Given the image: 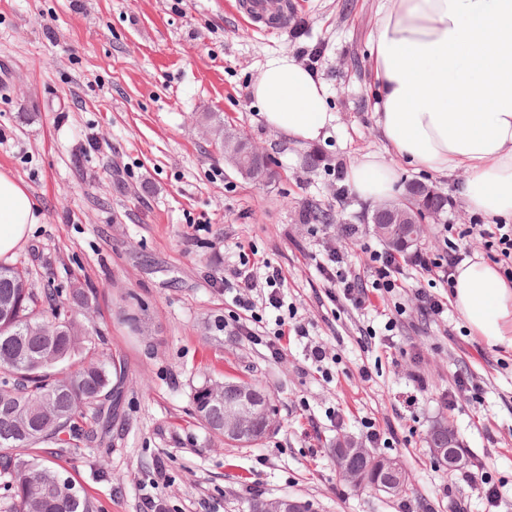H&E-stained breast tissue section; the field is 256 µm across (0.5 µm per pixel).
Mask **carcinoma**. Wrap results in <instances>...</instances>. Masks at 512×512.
<instances>
[{
  "mask_svg": "<svg viewBox=\"0 0 512 512\" xmlns=\"http://www.w3.org/2000/svg\"><path fill=\"white\" fill-rule=\"evenodd\" d=\"M423 184L408 186L416 216L426 220L448 211V196ZM305 224H329L330 209L306 205ZM375 232L391 247L406 249L420 236L418 224H376ZM68 307L44 304L27 270L0 265V472L14 488V512H94L92 502L71 481L61 477L50 457L71 445L78 433L91 442L97 430L112 424L119 402L112 385L117 363L100 348L104 336L91 313L96 292L76 280L69 288ZM255 389L251 436L255 444L270 433L274 413L269 396L256 382L208 379L195 389L196 419L218 435L224 428V408L238 400L242 386ZM454 438L445 423L433 427L430 447ZM48 459H25L22 453L41 444Z\"/></svg>",
  "mask_w": 512,
  "mask_h": 512,
  "instance_id": "obj_1",
  "label": "carcinoma"
}]
</instances>
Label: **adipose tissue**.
<instances>
[{"label": "adipose tissue", "instance_id": "obj_1", "mask_svg": "<svg viewBox=\"0 0 512 512\" xmlns=\"http://www.w3.org/2000/svg\"><path fill=\"white\" fill-rule=\"evenodd\" d=\"M372 66L377 125L408 163L465 171L461 194L490 222L512 217V0H387ZM265 123L317 143L330 119L324 84L292 56L270 59L249 89ZM393 168L368 154L350 170L361 198H387ZM42 215L27 188L0 171V259ZM452 306L488 345L512 351V282L480 256L453 275Z\"/></svg>", "mask_w": 512, "mask_h": 512}]
</instances>
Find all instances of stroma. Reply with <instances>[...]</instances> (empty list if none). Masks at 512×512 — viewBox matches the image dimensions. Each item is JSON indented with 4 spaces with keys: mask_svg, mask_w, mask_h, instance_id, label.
Segmentation results:
<instances>
[{
    "mask_svg": "<svg viewBox=\"0 0 512 512\" xmlns=\"http://www.w3.org/2000/svg\"><path fill=\"white\" fill-rule=\"evenodd\" d=\"M234 0H0V170L21 179L43 219L11 257L38 288L66 299L71 278L97 294L105 350L124 365L112 432L78 441L57 460L94 512H246L255 496L292 495L310 512H485L479 485L448 471L427 433L450 422L467 458L499 489L495 512H512V352L473 335L449 310L425 320L412 294L376 299V311L332 300L317 270L324 244L348 251L354 271L382 249L374 204L337 196L339 178L365 153H386L399 199L421 181L448 196L422 249L444 251L445 225L470 254L493 260L466 206L463 171L415 168L376 128L371 43L384 0H289L283 29L250 27ZM311 66L328 95L325 140L305 146L267 127L248 89L273 56ZM246 134L267 153L268 182L239 174L207 134L206 117ZM320 166L306 168V155ZM313 202L330 208L323 235L302 223ZM244 254L281 267V309L266 308L250 342L224 292ZM137 315L131 329L124 312ZM223 316V341L207 324ZM304 325L280 356L265 345L276 317ZM397 322L385 331L386 319ZM322 344L324 362L307 349ZM480 402L449 409L458 374ZM256 379L271 393L278 430L253 446L208 437L193 417L207 378ZM387 433L374 452L402 460L412 490L390 498L351 488L332 450Z\"/></svg>",
    "mask_w": 512,
    "mask_h": 512,
    "instance_id": "35a3bbf8",
    "label": "stroma"
}]
</instances>
